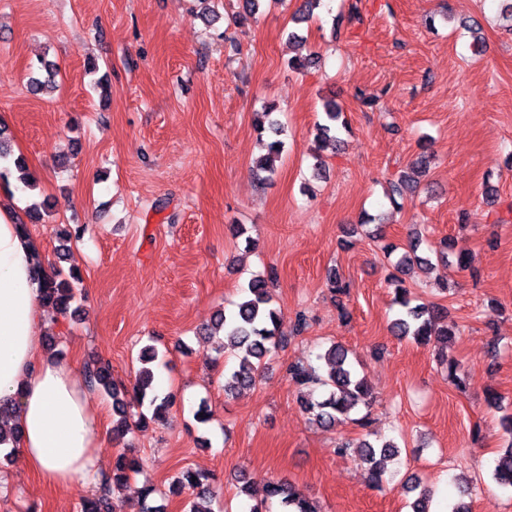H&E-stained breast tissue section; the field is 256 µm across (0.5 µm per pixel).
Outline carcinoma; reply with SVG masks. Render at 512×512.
I'll return each instance as SVG.
<instances>
[{"label": "carcinoma", "instance_id": "obj_1", "mask_svg": "<svg viewBox=\"0 0 512 512\" xmlns=\"http://www.w3.org/2000/svg\"><path fill=\"white\" fill-rule=\"evenodd\" d=\"M59 74L58 65L50 60L42 59L39 65L31 69L29 88L40 94L53 87ZM326 121L317 125V138L321 141L341 143L340 131L347 129L346 124L336 125L341 115V108L335 101L324 104ZM276 106L269 104L261 112L256 129L259 133L270 132L275 139L267 145V154L258 160L257 172L262 179L271 180L277 172L275 165L284 151L285 142L280 136L285 129L275 115ZM24 171L22 160L12 157L8 146L0 140V181H7L12 176V169ZM420 239L413 236L409 239L404 252L398 257L394 269L402 272L413 263H423L425 258L418 254ZM34 279L41 290L45 306L62 315L76 314L71 309L75 300L76 284L81 278L76 273L66 274L60 269H46L39 265L35 269ZM272 275L253 276L244 290L240 302L235 309L216 314V325L224 330V340L219 345L222 352L229 351L237 358V365L224 371V394L228 395L240 388H248L256 384L260 372L266 365V359L273 356L281 346L283 335L280 332L278 310L272 305L268 283ZM396 283L395 302L400 307L397 317L390 324V331L401 338L410 336L421 344H446L454 335L453 326L448 324L447 314L426 304H412L408 289L402 287V280L392 276ZM158 358L152 346L144 348L139 360L143 367L138 370L132 389L119 388L112 382L109 365L95 361L85 370L88 386L93 389H104L112 394L113 425L112 434L120 437L152 419L163 421L171 405L168 395H161L154 385L155 374L150 364ZM323 361L325 370L311 365L304 366L299 362L288 365V378L298 386L309 388L308 399L302 402L304 411L321 427L329 429L346 421L361 427L366 426L363 417L355 418L360 407L371 405V393L364 378L360 377L355 365L348 357V351L339 344L329 346L318 356ZM355 450L363 464L367 480L374 486L383 483L387 459L399 453V446L392 440L371 442L360 440L353 445L340 442L336 453L343 455ZM139 469L135 459L119 454L112 473L101 477L94 497L84 501L81 512H116L110 499V488L114 483H121L130 478ZM494 479L502 487H512V446L504 449L494 466ZM192 490L199 495L212 494L214 490L203 475H196L190 470L184 471L172 483L170 492L180 494L184 490ZM405 493H415L413 512H428L430 490L421 486L418 477L409 478L403 485ZM277 503L280 512H319L318 508L306 496L297 492L290 484L273 481L266 487V499L253 505L250 512H270L266 502Z\"/></svg>", "mask_w": 512, "mask_h": 512}]
</instances>
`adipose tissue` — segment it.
Returning a JSON list of instances; mask_svg holds the SVG:
<instances>
[{
    "label": "adipose tissue",
    "instance_id": "1",
    "mask_svg": "<svg viewBox=\"0 0 512 512\" xmlns=\"http://www.w3.org/2000/svg\"><path fill=\"white\" fill-rule=\"evenodd\" d=\"M36 258L37 244L20 233L10 199L0 200V400L16 407V448L27 468L63 491L96 482L106 409L90 403L77 363L41 349L49 321L32 277Z\"/></svg>",
    "mask_w": 512,
    "mask_h": 512
}]
</instances>
